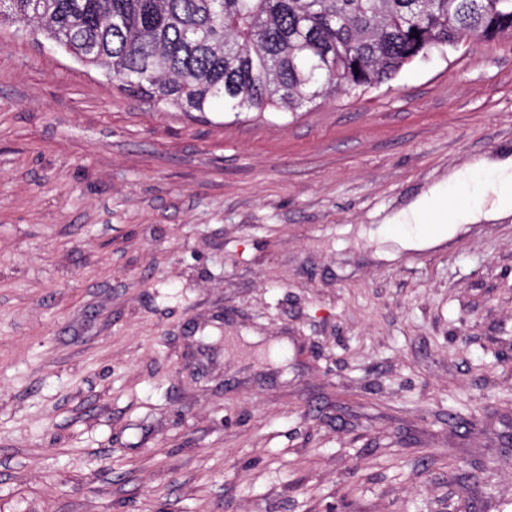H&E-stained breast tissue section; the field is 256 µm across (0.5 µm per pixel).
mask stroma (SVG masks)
Returning a JSON list of instances; mask_svg holds the SVG:
<instances>
[{
	"mask_svg": "<svg viewBox=\"0 0 512 512\" xmlns=\"http://www.w3.org/2000/svg\"><path fill=\"white\" fill-rule=\"evenodd\" d=\"M512 38L185 114L0 27V512H512ZM490 192L494 195L491 211L512 210V174H502L496 179L488 181L482 193ZM455 206V199H448V186L437 185L423 195L408 211L402 212L391 220L390 224L407 225L397 236L404 249L420 248L436 243L451 234L458 222L465 220L475 210L465 208L451 210ZM433 223V224H430ZM422 224H428L431 231L427 232Z\"/></svg>",
	"mask_w": 512,
	"mask_h": 512,
	"instance_id": "1",
	"label": "stroma"
}]
</instances>
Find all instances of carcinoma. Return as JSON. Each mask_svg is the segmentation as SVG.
<instances>
[{
	"mask_svg": "<svg viewBox=\"0 0 512 512\" xmlns=\"http://www.w3.org/2000/svg\"><path fill=\"white\" fill-rule=\"evenodd\" d=\"M126 93L180 112L294 113L431 51L512 36V0H0Z\"/></svg>",
	"mask_w": 512,
	"mask_h": 512,
	"instance_id": "1",
	"label": "carcinoma"
}]
</instances>
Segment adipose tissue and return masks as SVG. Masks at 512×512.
Returning <instances> with one entry per match:
<instances>
[{"label": "adipose tissue", "mask_w": 512, "mask_h": 512, "mask_svg": "<svg viewBox=\"0 0 512 512\" xmlns=\"http://www.w3.org/2000/svg\"><path fill=\"white\" fill-rule=\"evenodd\" d=\"M470 209L452 210L448 207V188L437 185L423 195L408 211L395 218L403 229L397 240L402 248L415 249L436 243L451 234L458 222L470 216ZM436 224V231H427V224Z\"/></svg>", "instance_id": "obj_1"}]
</instances>
